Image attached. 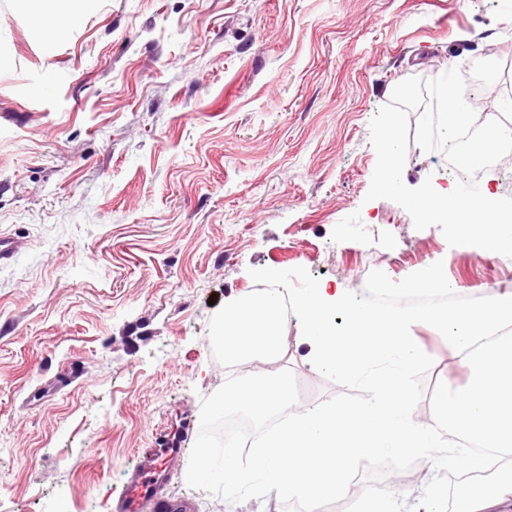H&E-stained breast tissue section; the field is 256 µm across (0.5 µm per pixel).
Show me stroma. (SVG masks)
Returning a JSON list of instances; mask_svg holds the SVG:
<instances>
[{
	"label": "stroma",
	"mask_w": 512,
	"mask_h": 512,
	"mask_svg": "<svg viewBox=\"0 0 512 512\" xmlns=\"http://www.w3.org/2000/svg\"><path fill=\"white\" fill-rule=\"evenodd\" d=\"M35 24L0 0V512H111L135 452L193 447L187 423L229 376L209 320L251 270L306 268L358 291L443 262L453 290L512 291V259L449 246L439 227L366 201L369 123L393 88L450 68L512 85V0H62ZM448 189L442 152L410 145L403 181ZM434 364L415 408L467 367L413 329ZM283 359L311 408L339 393L298 321ZM170 471L194 512L231 504ZM38 2L39 9L36 12L40 21L48 19L59 30H65L72 26L76 16L68 11H63L58 7L60 1L55 0H27Z\"/></svg>",
	"instance_id": "1"
}]
</instances>
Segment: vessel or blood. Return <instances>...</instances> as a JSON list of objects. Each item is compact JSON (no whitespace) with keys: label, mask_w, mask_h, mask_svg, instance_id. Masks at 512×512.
<instances>
[{"label":"vessel or blood","mask_w":512,"mask_h":512,"mask_svg":"<svg viewBox=\"0 0 512 512\" xmlns=\"http://www.w3.org/2000/svg\"><path fill=\"white\" fill-rule=\"evenodd\" d=\"M182 449L164 448L138 454L136 464L126 473L122 493L114 512H193L192 503L185 498L160 493L171 467L183 462Z\"/></svg>","instance_id":"1"}]
</instances>
